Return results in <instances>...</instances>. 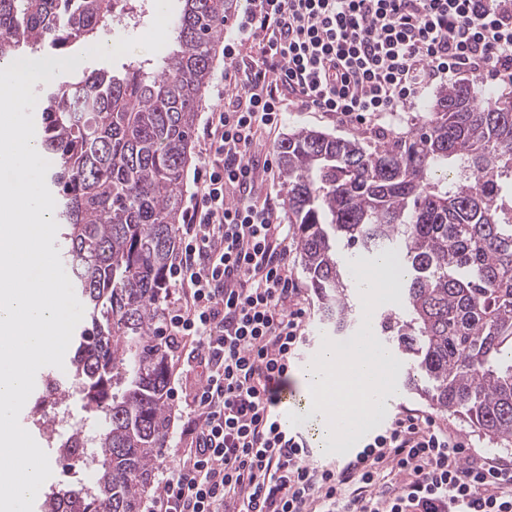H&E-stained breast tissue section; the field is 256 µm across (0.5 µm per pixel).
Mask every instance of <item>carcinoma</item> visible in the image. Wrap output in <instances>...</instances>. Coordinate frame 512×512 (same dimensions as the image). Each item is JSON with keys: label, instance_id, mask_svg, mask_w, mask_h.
I'll return each mask as SVG.
<instances>
[{"label": "carcinoma", "instance_id": "1", "mask_svg": "<svg viewBox=\"0 0 512 512\" xmlns=\"http://www.w3.org/2000/svg\"><path fill=\"white\" fill-rule=\"evenodd\" d=\"M236 0H181L171 43L120 73L83 72L42 90L38 139L51 175L61 258L87 322L70 388L96 406L94 493L69 484L45 512H140L171 423L170 344L155 335L176 250L182 173L224 20ZM112 0H0V61L97 41ZM467 84L441 90L408 137L371 146L308 129L277 146L288 223L322 301L323 324H355L350 260L389 258L401 281L385 340L406 386L439 412L512 443V97ZM85 435L59 439L71 455Z\"/></svg>", "mask_w": 512, "mask_h": 512}]
</instances>
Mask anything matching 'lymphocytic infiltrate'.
Listing matches in <instances>:
<instances>
[{"label":"lymphocytic infiltrate","mask_w":512,"mask_h":512,"mask_svg":"<svg viewBox=\"0 0 512 512\" xmlns=\"http://www.w3.org/2000/svg\"><path fill=\"white\" fill-rule=\"evenodd\" d=\"M224 46L159 328L190 386L178 461L145 512H512V463L428 413L395 417L341 468L312 465L273 409L305 344L293 237L255 146L296 107L340 122L412 109L467 74L512 84V0H245Z\"/></svg>","instance_id":"f902f5d3"}]
</instances>
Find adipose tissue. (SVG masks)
<instances>
[{
	"label": "adipose tissue",
	"instance_id": "adipose-tissue-1",
	"mask_svg": "<svg viewBox=\"0 0 512 512\" xmlns=\"http://www.w3.org/2000/svg\"><path fill=\"white\" fill-rule=\"evenodd\" d=\"M298 381L316 439L325 446L338 438L336 407L349 408L353 420L366 419L371 414L370 398L384 384L380 371L370 360L346 355L331 345L320 350L315 362L302 370Z\"/></svg>",
	"mask_w": 512,
	"mask_h": 512
}]
</instances>
